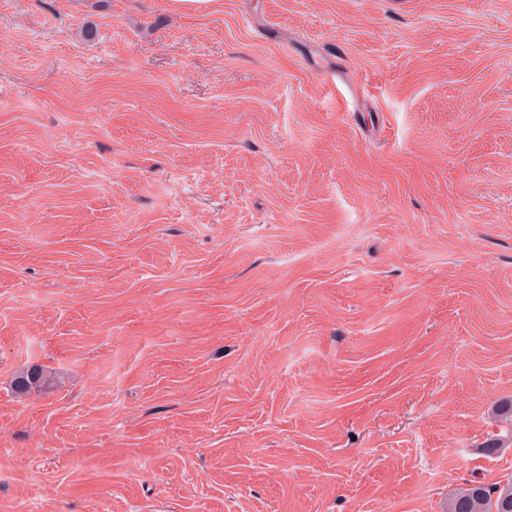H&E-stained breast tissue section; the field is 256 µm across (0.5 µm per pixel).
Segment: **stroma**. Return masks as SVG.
Returning a JSON list of instances; mask_svg holds the SVG:
<instances>
[{"label":"stroma","instance_id":"35a3bbf8","mask_svg":"<svg viewBox=\"0 0 512 512\" xmlns=\"http://www.w3.org/2000/svg\"><path fill=\"white\" fill-rule=\"evenodd\" d=\"M511 398L512 0H0V512H445ZM54 384V376L43 367L33 366L22 371L15 379V389L19 393L32 391L42 392L51 388Z\"/></svg>","mask_w":512,"mask_h":512}]
</instances>
